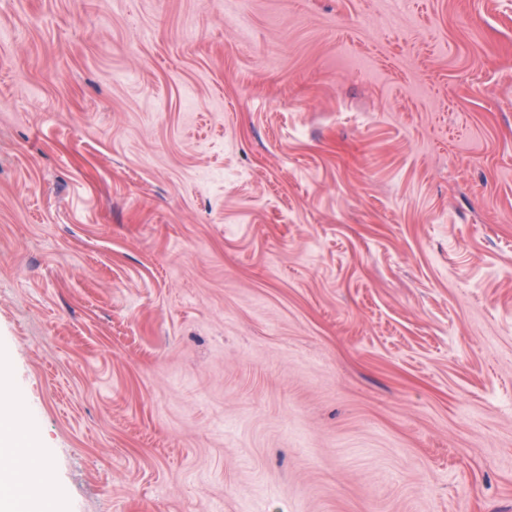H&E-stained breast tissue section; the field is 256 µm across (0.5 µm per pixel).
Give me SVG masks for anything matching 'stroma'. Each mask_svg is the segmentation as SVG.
<instances>
[{"mask_svg":"<svg viewBox=\"0 0 512 512\" xmlns=\"http://www.w3.org/2000/svg\"><path fill=\"white\" fill-rule=\"evenodd\" d=\"M0 365L59 512H512V0H0Z\"/></svg>","mask_w":512,"mask_h":512,"instance_id":"35a3bbf8","label":"stroma"}]
</instances>
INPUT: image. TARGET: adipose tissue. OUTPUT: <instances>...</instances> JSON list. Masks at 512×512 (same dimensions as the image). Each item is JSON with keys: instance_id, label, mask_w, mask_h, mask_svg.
Here are the masks:
<instances>
[{"instance_id": "adipose-tissue-1", "label": "adipose tissue", "mask_w": 512, "mask_h": 512, "mask_svg": "<svg viewBox=\"0 0 512 512\" xmlns=\"http://www.w3.org/2000/svg\"><path fill=\"white\" fill-rule=\"evenodd\" d=\"M23 444L14 408L11 402L0 400V488L21 482L25 484H50V471L39 458L33 459L24 469L15 464L16 456Z\"/></svg>"}]
</instances>
